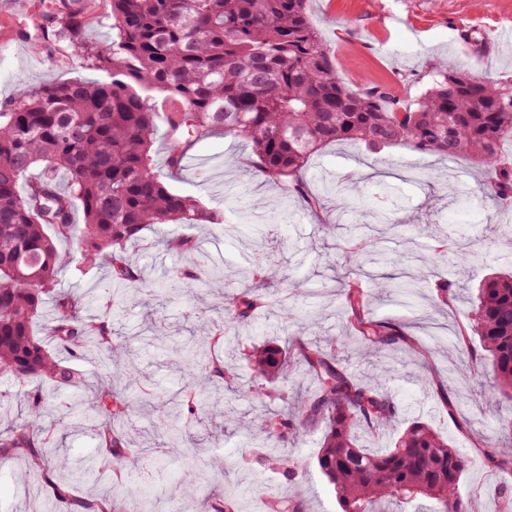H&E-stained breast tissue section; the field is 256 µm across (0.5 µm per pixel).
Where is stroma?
I'll return each mask as SVG.
<instances>
[{"label":"stroma","mask_w":512,"mask_h":512,"mask_svg":"<svg viewBox=\"0 0 512 512\" xmlns=\"http://www.w3.org/2000/svg\"><path fill=\"white\" fill-rule=\"evenodd\" d=\"M51 0H29V13L0 17V108L10 105L20 89H31L47 80H97L101 74L67 42L52 36ZM309 13L339 62L342 75L352 84L378 81L392 75L401 80L410 95L432 84L426 69L439 57L464 61L481 74L507 82L512 80V43L485 52L482 35L512 30V0H309ZM194 162L170 177L176 192L198 200L221 218L220 223L161 224L130 245L127 255L145 288H161L168 273L192 268L195 255L167 250L171 238L196 240L215 262L242 268L255 258L283 267L284 277L268 286L269 305L242 336L238 371L241 387L223 390L221 398L250 417L252 404L261 392V381L245 357L258 340L284 346L292 331L290 320L281 316L279 297L290 287L300 289L294 314L302 315L317 341L339 339L336 357L356 379L385 377L388 388L415 416L448 438L454 448L469 454L474 434L495 435L501 422L512 419V405L475 399L478 380L456 347L454 334L468 323L470 291L488 274L512 269V235L502 234L497 246L484 251L482 259L459 275L455 255L441 256L435 249L442 231L463 247H478L485 224H512V213H501L492 200H479L471 190L480 172L468 161L440 159L403 147L373 153L357 144L330 145L315 155L302 171L314 191L342 181H355L352 193L322 200L319 216L293 206L286 217L267 212L263 203L269 186L255 177L245 160L246 142L221 134L193 148ZM336 221L334 235L324 234L319 220ZM370 237L374 254L356 278L372 292L374 319L401 323L405 331L432 355L422 358L402 349L386 357H365L348 326L342 284L346 277L344 246ZM409 264L428 265L432 280L423 282L410 301L395 290L404 267L395 264L398 255ZM111 278L106 265L87 266L74 261L59 275V286L85 296L103 287ZM459 280L452 304L435 305L432 288L436 280ZM208 310L220 319L223 306L212 291L180 299H160L146 306L128 300L108 308L98 300L89 315L108 319L114 339L130 342L140 357L142 380L163 393L181 387L177 365L166 351L146 349L145 338L160 332L179 343L194 329L191 315ZM44 426L54 429L55 449L76 458L95 455L99 441L89 428H73L46 414ZM191 448L210 458L224 473L214 483L212 496H223L230 487L240 491L239 512H268V493H287L282 477L269 470L242 468L253 439L225 424L220 414L203 412L188 427ZM26 461L17 457L0 460V512H43L44 494L25 479ZM298 481L306 512H342L336 494L316 467H309ZM512 471L480 466L464 476L460 492L477 496L481 512H512Z\"/></svg>","instance_id":"stroma-1"}]
</instances>
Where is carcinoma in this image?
I'll list each match as a JSON object with an SVG mask.
<instances>
[{"label":"carcinoma","mask_w":512,"mask_h":512,"mask_svg":"<svg viewBox=\"0 0 512 512\" xmlns=\"http://www.w3.org/2000/svg\"><path fill=\"white\" fill-rule=\"evenodd\" d=\"M112 40L102 45L83 37L88 24L71 0L54 7L53 35L68 41L103 72L97 81L48 80L24 90L8 109H0V379L24 391L28 420L0 433V459L21 455L30 481L51 488L67 512H122L118 499L76 498L70 488L98 482L106 465L127 454L125 435L113 421L139 410L177 448L186 421L166 410L167 400L136 406L131 391L139 386L138 368L127 362V348L113 341L107 327L83 316L85 302L58 288L70 256L57 243L70 241L89 264L112 268V276L135 281L125 262L127 243L158 224H216L218 216L196 200L174 192L166 178L182 166L183 147L217 133L251 144L247 166L267 182L293 193L294 201L317 211L297 174L312 154L336 142H359L374 153L393 146L441 158H465L487 169L474 186L498 208L512 211V166L502 167L501 142L512 140V84L466 63L445 60L430 69L433 86L419 96L396 94L390 80L354 89L340 75L308 12V0H107ZM165 126L169 141L168 173L153 168L155 135ZM81 213L82 222L75 221ZM254 285L230 291L223 280L224 327L202 311L197 329L215 345L227 330L247 324L265 301L260 284L280 278L279 270L255 262ZM208 286L201 272L188 270L169 278L164 289L184 296ZM454 284L438 280L437 302L449 304ZM348 324L362 349L382 354L409 345L423 358L429 351L409 338L396 322L370 315L369 294L356 280L344 288ZM52 301L54 344L36 333L47 301ZM479 337L469 348L477 372L492 382L480 399L512 403V272L494 273L477 287L467 331ZM307 323L296 324L291 344L252 347L251 369L268 383H288L291 359L301 362L317 382L316 390L289 411L260 414L263 432L281 442L301 430L323 427L316 466L336 493L342 512H378L383 502H432L431 512H478L475 497H463L459 485L475 465L512 468V421L500 437L481 439L475 457L461 454L428 423L415 419L394 447L368 452L359 433L374 434L401 413L386 380L364 384L350 377L332 350L313 344ZM94 350L107 367L127 379L123 391L102 388L97 406L65 405L67 416L81 412L97 421L104 456L72 461L49 457L52 432L41 424L49 409L39 392L27 389L34 379L81 390L84 377L71 361ZM187 386L194 391L186 415L202 410L196 394L220 381L237 378L236 366L217 356L207 360L195 343L175 349ZM251 463L280 474L288 494L270 497V512H303L297 477L308 467L302 457L274 456L254 449ZM203 463L194 461L174 476L151 453L136 460L133 475L164 485L183 498L202 491ZM60 475L56 482L50 475Z\"/></svg>","instance_id":"1"}]
</instances>
